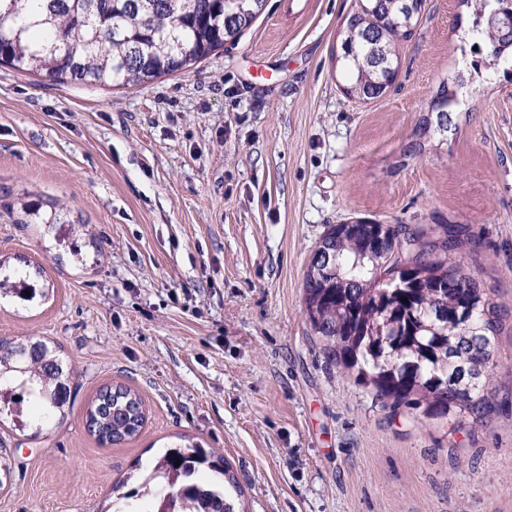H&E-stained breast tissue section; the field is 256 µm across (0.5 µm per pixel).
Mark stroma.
I'll use <instances>...</instances> for the list:
<instances>
[{"label":"stroma","instance_id":"35a3bbf8","mask_svg":"<svg viewBox=\"0 0 512 512\" xmlns=\"http://www.w3.org/2000/svg\"><path fill=\"white\" fill-rule=\"evenodd\" d=\"M357 0H266L231 46L136 87L0 67V338L74 371L63 412L0 403V512H125L167 446L223 456L239 512H512V77L457 87L447 133L410 146L469 65L471 9L427 0L384 96L349 98ZM459 224L460 260L504 310L498 410L450 432L330 360L303 281L330 225ZM36 289L35 299L17 293ZM146 420L100 445L107 385Z\"/></svg>","mask_w":512,"mask_h":512}]
</instances>
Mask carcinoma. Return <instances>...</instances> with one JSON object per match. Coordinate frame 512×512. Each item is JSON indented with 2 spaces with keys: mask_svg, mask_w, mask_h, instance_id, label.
I'll return each mask as SVG.
<instances>
[{
  "mask_svg": "<svg viewBox=\"0 0 512 512\" xmlns=\"http://www.w3.org/2000/svg\"><path fill=\"white\" fill-rule=\"evenodd\" d=\"M266 0H0V64L61 84L133 86L173 74L232 44ZM426 0H358L340 33L345 93L382 97L399 67L398 44L415 34ZM472 9L475 72L512 68V0H460ZM456 93L442 86L435 115L418 136L448 129ZM473 243L457 224L416 227L359 219L333 224L304 279L309 320L329 358L380 399L422 409L450 431L471 427L495 408L494 343L502 318L488 289L465 272L456 250ZM73 371L42 341L20 358L0 356V390L27 392L53 408L71 398ZM145 421L141 398L122 385L98 391L87 431L117 445ZM180 465H175V462ZM224 458L195 443L166 449L138 479V512L160 501L187 512H236L224 484Z\"/></svg>",
  "mask_w": 512,
  "mask_h": 512,
  "instance_id": "obj_1",
  "label": "carcinoma"
}]
</instances>
